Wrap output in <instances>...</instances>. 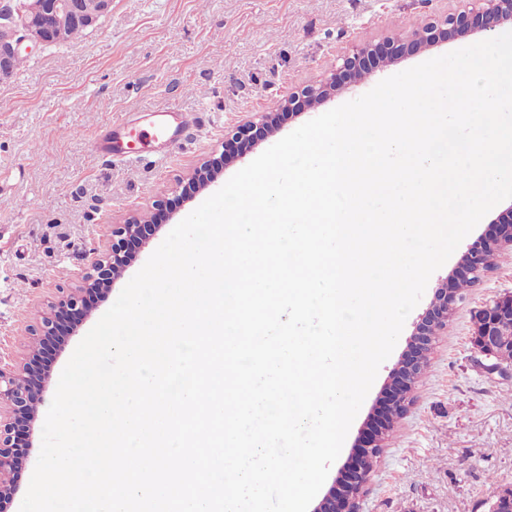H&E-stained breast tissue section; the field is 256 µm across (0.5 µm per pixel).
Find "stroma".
I'll return each instance as SVG.
<instances>
[{"label":"stroma","mask_w":512,"mask_h":512,"mask_svg":"<svg viewBox=\"0 0 512 512\" xmlns=\"http://www.w3.org/2000/svg\"><path fill=\"white\" fill-rule=\"evenodd\" d=\"M465 0H113L97 27L26 52L0 80V351L18 352L40 326L39 305L75 288L112 227L165 213L88 316L48 346L47 413L74 349L169 232L207 198L194 167L218 160L224 135L255 112L319 83L351 46L409 33ZM177 109L176 139L146 140L129 161L94 150L122 119L148 128ZM459 254L430 278L355 417L324 490L338 486L358 437L385 403L384 383L413 325ZM512 292V253L469 288L437 337L374 463L360 512H488L512 489V367L500 372L473 345L474 314Z\"/></svg>","instance_id":"35a3bbf8"}]
</instances>
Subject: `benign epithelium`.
<instances>
[{
  "label": "benign epithelium",
  "instance_id": "1",
  "mask_svg": "<svg viewBox=\"0 0 512 512\" xmlns=\"http://www.w3.org/2000/svg\"><path fill=\"white\" fill-rule=\"evenodd\" d=\"M471 6L444 19L430 22L407 35L389 37L379 42H364L354 46L342 57L336 72L315 86L284 100L282 109L290 111L315 110L345 82L359 85L376 72L396 61L429 49L436 43L455 40L481 32H494L506 22L512 23V0H469ZM112 8V0H99L98 11L87 12L83 0H0V80L10 77L15 59L22 52L54 43L69 26L89 29ZM280 113L259 112L240 122L232 137L230 148L248 146L272 134L279 125ZM196 187L205 190L218 180V173L202 164L193 170ZM495 234L479 248L470 247L460 262L436 289L425 311L414 324L407 348L391 371L385 385L388 400L384 417L371 425L370 441L360 456L356 468L341 480L340 492L325 495L313 512H359V499L373 471V459L381 451L380 438L393 427V416L406 409L416 377L427 362L433 343L448 327V317L461 299L458 283L462 277L476 281L493 266L495 255L512 249V204L494 220ZM157 228L131 218L123 224L112 225V245L95 258L90 271L84 273L72 292L56 297L42 317V335L34 338L44 346L79 313L88 315L84 294L97 288H109L125 270L122 255L130 245L140 243ZM473 345L493 360L492 369L503 368V355L512 361V294L504 295L483 306L475 313ZM37 354L27 355L24 361L0 356V500L17 493L14 473L24 456L20 437L31 435L37 420L38 405L43 402L47 381L35 380ZM488 512H512V489L497 494Z\"/></svg>",
  "mask_w": 512,
  "mask_h": 512
}]
</instances>
